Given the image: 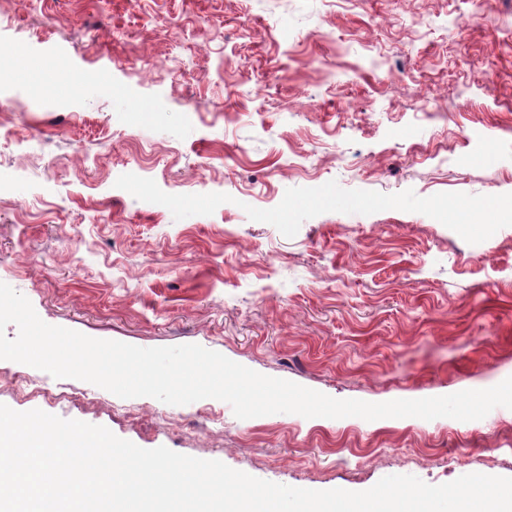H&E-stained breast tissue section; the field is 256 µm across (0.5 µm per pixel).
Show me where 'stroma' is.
Instances as JSON below:
<instances>
[{
	"label": "stroma",
	"instance_id": "stroma-1",
	"mask_svg": "<svg viewBox=\"0 0 512 512\" xmlns=\"http://www.w3.org/2000/svg\"><path fill=\"white\" fill-rule=\"evenodd\" d=\"M0 0V282L45 323L197 344L336 399L512 377V226L471 244L396 209L294 237L250 220L287 189L512 193V0ZM81 151H74V144ZM225 193L174 219L116 188ZM81 249H74V242ZM0 360V404L313 490L389 475L512 477V410L367 421L151 397L55 402Z\"/></svg>",
	"mask_w": 512,
	"mask_h": 512
}]
</instances>
